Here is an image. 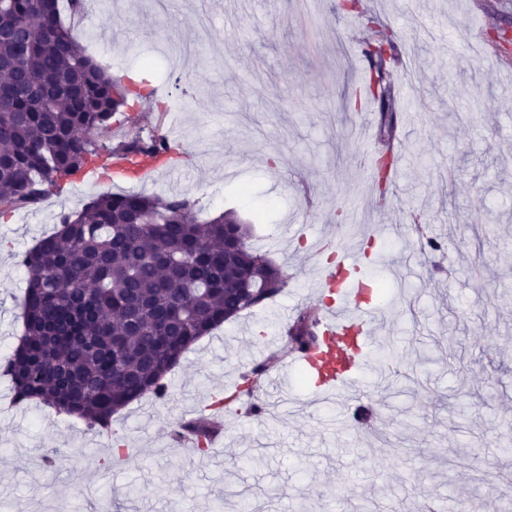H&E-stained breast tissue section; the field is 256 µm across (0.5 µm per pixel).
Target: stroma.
<instances>
[{"mask_svg":"<svg viewBox=\"0 0 512 512\" xmlns=\"http://www.w3.org/2000/svg\"><path fill=\"white\" fill-rule=\"evenodd\" d=\"M338 0H97L93 25L77 35L113 77L140 79L168 113L137 125L116 114L96 146L119 135L162 134L180 175L146 173L138 187L184 195L211 213L255 223L252 244L290 279L272 302L225 322L184 353L167 379L170 397L124 409L113 427L128 451L113 459L109 437L33 405H13L0 376V512H224L241 500L256 512H483L512 501V52L494 31L512 32V0H361L383 32L415 62L395 70L397 130L379 112H345L361 92L362 47L371 32L341 14ZM395 143L400 174L385 205L373 174L355 159L365 144ZM103 171L62 182L25 215H0V359L23 332L26 274L18 255L55 227L60 205L81 209L117 191ZM443 244L426 249L427 239ZM346 242L380 254L401 276L380 302L369 364L348 391L322 397L302 372L267 387L273 417L224 412V442L209 455L170 435L233 389L266 339L287 338L314 285L323 247ZM392 351L390 377L375 372ZM70 452L66 470L44 464ZM138 483L141 497L122 492Z\"/></svg>","mask_w":512,"mask_h":512,"instance_id":"35a3bbf8","label":"stroma"}]
</instances>
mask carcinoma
Segmentation results:
<instances>
[{
	"mask_svg": "<svg viewBox=\"0 0 512 512\" xmlns=\"http://www.w3.org/2000/svg\"><path fill=\"white\" fill-rule=\"evenodd\" d=\"M345 14L364 17L360 0H340ZM33 26L28 51H17L20 22ZM364 97L346 107H375L393 116L388 64L401 61L391 36L365 42ZM128 90L73 37L58 0H0V214L39 205L79 173L89 136L112 124ZM170 150L164 136L120 140L109 152ZM389 155L377 166L379 199L386 196ZM252 225L233 210L205 220L185 196L143 192L105 194L65 214L48 236L20 256L25 269L24 333L0 361L17 404H38L112 433L113 419L146 397L168 396L166 376L202 337L241 313L261 307L288 286L284 267L250 243ZM301 313L290 328L296 348L319 346ZM255 371L212 406L253 402Z\"/></svg>",
	"mask_w": 512,
	"mask_h": 512,
	"instance_id": "obj_1",
	"label": "carcinoma"
}]
</instances>
